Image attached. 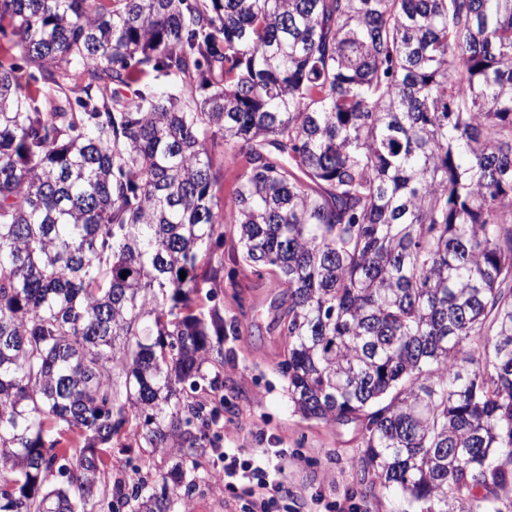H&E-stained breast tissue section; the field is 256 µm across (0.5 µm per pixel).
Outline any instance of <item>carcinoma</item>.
<instances>
[{"label": "carcinoma", "mask_w": 512, "mask_h": 512, "mask_svg": "<svg viewBox=\"0 0 512 512\" xmlns=\"http://www.w3.org/2000/svg\"><path fill=\"white\" fill-rule=\"evenodd\" d=\"M2 39L0 512H188L242 271L362 480L512 512V0H0ZM114 447L184 492L97 499ZM220 162L219 153H216V167L219 177L217 196L223 199L229 197L235 191L241 170L239 166L227 165L226 163H224V166H220Z\"/></svg>", "instance_id": "obj_1"}]
</instances>
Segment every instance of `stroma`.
I'll return each mask as SVG.
<instances>
[{"instance_id":"35a3bbf8","label":"stroma","mask_w":512,"mask_h":512,"mask_svg":"<svg viewBox=\"0 0 512 512\" xmlns=\"http://www.w3.org/2000/svg\"><path fill=\"white\" fill-rule=\"evenodd\" d=\"M244 306L224 291L225 315H236L239 333L224 339V440L241 458L285 449L276 479L288 489L277 512H401L389 491L369 488L357 476L355 430L327 426L295 413L275 367L283 351L275 319L276 289L253 276L242 278ZM243 489L200 485L190 512H243Z\"/></svg>"}]
</instances>
